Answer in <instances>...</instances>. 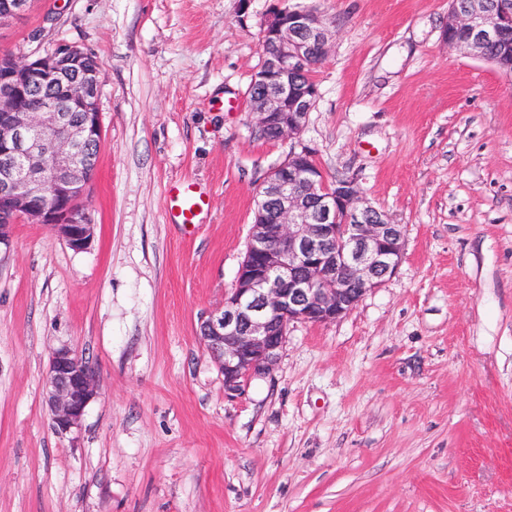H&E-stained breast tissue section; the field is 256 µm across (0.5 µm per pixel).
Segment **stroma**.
Masks as SVG:
<instances>
[{
  "label": "stroma",
  "instance_id": "obj_1",
  "mask_svg": "<svg viewBox=\"0 0 512 512\" xmlns=\"http://www.w3.org/2000/svg\"><path fill=\"white\" fill-rule=\"evenodd\" d=\"M276 5L335 30L293 141L261 137L248 95ZM447 20L448 0H35L0 26V54L73 43L102 77L89 248L22 221L0 245V512H512V74ZM303 145L404 254L230 398L198 326ZM182 180L201 223L170 218ZM65 345L100 384L62 435L43 390ZM171 202L170 216L176 224H198L201 216L209 210V201L199 191L195 184L180 181L168 189Z\"/></svg>",
  "mask_w": 512,
  "mask_h": 512
}]
</instances>
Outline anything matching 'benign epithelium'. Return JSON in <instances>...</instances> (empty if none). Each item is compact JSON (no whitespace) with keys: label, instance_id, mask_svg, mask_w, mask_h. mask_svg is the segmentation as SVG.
<instances>
[{"label":"benign epithelium","instance_id":"obj_1","mask_svg":"<svg viewBox=\"0 0 512 512\" xmlns=\"http://www.w3.org/2000/svg\"><path fill=\"white\" fill-rule=\"evenodd\" d=\"M33 0H0V25L24 16ZM263 63L250 99L259 130L294 139L318 90L310 79L327 57L332 30L310 7H275L260 25ZM455 50L512 72V0L490 9L468 0L448 10ZM100 74L92 53L63 43L19 61L0 57V244L13 224H46L72 250L88 248L94 224L81 206L101 143ZM303 146L264 177L244 260L224 303L200 322L199 341L234 395L250 377L270 373L291 324H326L352 311L397 271L405 230L368 204L348 180L318 191L321 171ZM99 375L70 347L52 352L45 402L56 431L81 424Z\"/></svg>","mask_w":512,"mask_h":512}]
</instances>
